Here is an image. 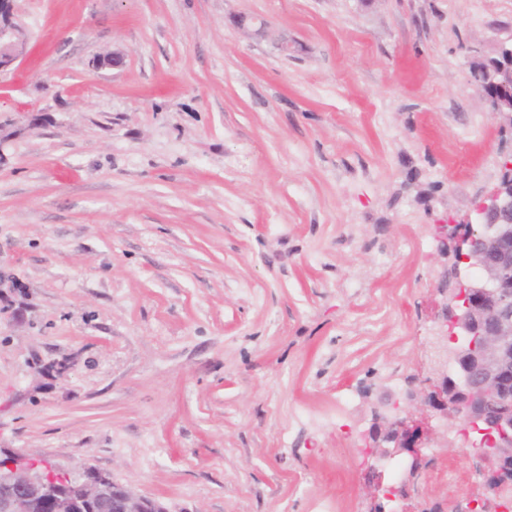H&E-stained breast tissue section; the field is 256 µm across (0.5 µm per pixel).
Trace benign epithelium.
Segmentation results:
<instances>
[{
	"label": "benign epithelium",
	"instance_id": "1",
	"mask_svg": "<svg viewBox=\"0 0 512 512\" xmlns=\"http://www.w3.org/2000/svg\"><path fill=\"white\" fill-rule=\"evenodd\" d=\"M28 41L15 0H0V74L15 69ZM497 55L501 63L477 78L476 92L512 128V36L499 41ZM475 223L478 229L467 235L456 224L441 226L437 252L481 275L461 291L438 289L446 331L432 338L431 376L405 388L401 413L376 414L365 471L374 488L368 512H385V499L400 504L407 498L427 464L423 448L434 442L437 429H448L450 418L478 429L490 445L478 453L485 462L480 473L486 498L459 503L455 512H488L512 489V401L493 414L486 411L512 371V290L505 287L512 280V182H498L477 206ZM381 460L400 465L397 483H385ZM107 482V475L93 477L87 468L74 476L44 457L6 454L0 457V512H160L154 500L126 487L111 494Z\"/></svg>",
	"mask_w": 512,
	"mask_h": 512
}]
</instances>
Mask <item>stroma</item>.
<instances>
[{
	"instance_id": "obj_1",
	"label": "stroma",
	"mask_w": 512,
	"mask_h": 512,
	"mask_svg": "<svg viewBox=\"0 0 512 512\" xmlns=\"http://www.w3.org/2000/svg\"><path fill=\"white\" fill-rule=\"evenodd\" d=\"M18 8L0 452L166 512H368L374 409L429 375L433 240L474 219L512 145L473 78L512 0ZM474 463L437 449L408 512H451L452 475L482 497Z\"/></svg>"
}]
</instances>
